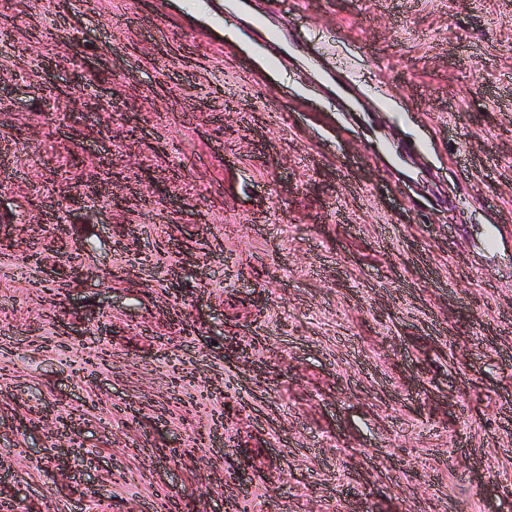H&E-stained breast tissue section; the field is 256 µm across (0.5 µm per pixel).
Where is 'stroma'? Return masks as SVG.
Here are the masks:
<instances>
[{
    "label": "stroma",
    "instance_id": "1",
    "mask_svg": "<svg viewBox=\"0 0 512 512\" xmlns=\"http://www.w3.org/2000/svg\"><path fill=\"white\" fill-rule=\"evenodd\" d=\"M0 23V502L512 512V0Z\"/></svg>",
    "mask_w": 512,
    "mask_h": 512
}]
</instances>
